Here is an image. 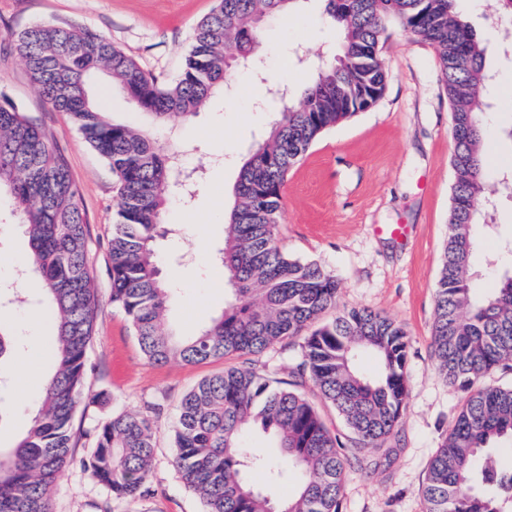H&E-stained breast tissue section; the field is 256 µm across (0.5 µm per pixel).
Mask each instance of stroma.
<instances>
[{
	"label": "stroma",
	"mask_w": 512,
	"mask_h": 512,
	"mask_svg": "<svg viewBox=\"0 0 512 512\" xmlns=\"http://www.w3.org/2000/svg\"><path fill=\"white\" fill-rule=\"evenodd\" d=\"M216 0H0V104L17 106L48 135L65 160L87 220V258L98 300L95 331L86 365L85 407L73 420L76 455L93 445L96 428L113 415L157 403V448L150 495L110 499L106 489L79 467L64 469L52 496L56 512H203L200 499L183 484L171 461L173 427L183 396L202 379L244 364L241 356L188 364L174 358L157 365L143 354L124 311L111 300L107 240L118 208L109 163L82 139L63 112L38 93L14 49L12 35L34 25L79 27L112 40L160 83L174 82L199 21ZM317 0H303L290 18L264 23L257 54L265 72L280 73L300 86L315 75L320 54L336 38L328 23L308 24L320 14ZM481 35L493 75L484 114L489 155L488 185L512 169V150L502 145L512 126V57L501 50L496 7L465 12ZM388 73L383 97L370 110L326 131L294 167L282 188L283 220L278 241L289 257L319 264L335 275L342 308H368L386 315L409 336V399L385 448L360 449L348 466L343 512H424L421 489L428 465L443 445L464 397L437 368L433 350L436 282L450 229L455 173L448 97L432 47L391 27L383 46ZM262 77L240 70L228 77L223 96L212 100L177 135L187 168L201 172L192 196L171 198L166 222L178 236L157 242L162 273L175 289L167 318L192 335L222 313L227 289L211 287L223 271L216 261L224 246V224L211 208L214 196L232 202L242 162L278 112L281 103L263 88ZM497 233L480 234L472 258L474 288L493 285L501 266L492 264L501 237L512 234V201L494 213ZM392 224L407 228L404 238L387 234ZM29 244L0 199V285L18 281V260ZM48 312L31 315L15 308L0 316L5 325L24 326L31 344L6 365L13 383L0 402V448L25 436L42 401L40 379L51 373L53 338Z\"/></svg>",
	"instance_id": "35a3bbf8"
}]
</instances>
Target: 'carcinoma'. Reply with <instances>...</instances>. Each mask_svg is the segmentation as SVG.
<instances>
[{"instance_id": "1", "label": "carcinoma", "mask_w": 512, "mask_h": 512, "mask_svg": "<svg viewBox=\"0 0 512 512\" xmlns=\"http://www.w3.org/2000/svg\"><path fill=\"white\" fill-rule=\"evenodd\" d=\"M295 2L217 0L196 27L180 77L168 86L111 40L83 29L36 26L15 39L46 103L72 117L117 178L119 208L108 241L111 297L145 357L156 364L172 358L198 363L300 340L294 384L249 364L226 368L190 390L179 406L173 465L206 512H341L348 451L384 447L398 425L409 396L405 330L366 308L339 309L336 276L289 258L277 240L289 171L323 132L355 115L365 96L382 98L387 70L377 56L396 24L434 48L454 136L456 181L436 285L433 347L440 371L465 402L430 461L425 512H512V467L502 468L496 458L503 444L512 452V386L483 384L493 370L512 364V267L482 295L470 279L478 230L498 228L488 221L494 201L485 184L487 104L480 95L492 75L482 38L456 0H321L339 51L321 59L311 82L288 99L240 168L217 257L229 286L224 312L194 336L177 334L165 321L170 289L160 279L153 242L171 232L165 209L178 187L182 152L173 141L158 142L149 126L173 132L196 116L238 68L232 55L251 58L261 24ZM99 72L136 104L145 123L107 118L87 90ZM2 194L25 228L27 272L40 288L28 300L0 289V305L50 302L55 366L27 434L15 447L0 448V512H53L51 489L74 464L112 498H142L150 493L156 407L113 416L97 429L94 447L80 459L73 454L71 426L83 401L96 317L86 220L64 159L42 128L12 105L0 106ZM329 311L334 317L322 320ZM21 344L15 330L0 326V365ZM365 352L378 360L375 376L357 368ZM307 383L336 410L348 436L328 427L301 390ZM249 430L267 434L280 449L276 463L258 448H243ZM253 469L267 472L266 486L248 482ZM291 479L295 489L281 494Z\"/></svg>"}]
</instances>
